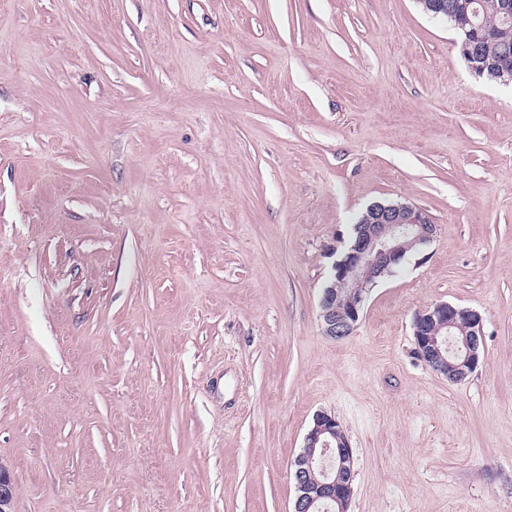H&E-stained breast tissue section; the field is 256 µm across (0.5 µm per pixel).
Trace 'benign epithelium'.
Returning a JSON list of instances; mask_svg holds the SVG:
<instances>
[{"mask_svg": "<svg viewBox=\"0 0 512 512\" xmlns=\"http://www.w3.org/2000/svg\"><path fill=\"white\" fill-rule=\"evenodd\" d=\"M471 72L482 77L491 70L502 77L506 68L479 57L473 42L463 46ZM436 232L427 213L407 203H375L367 207L340 259L332 264L328 285L319 300L323 333L331 338L349 335L357 325L365 296L377 282L391 274L410 253L429 243ZM464 326L462 346L452 351L445 336ZM483 318L480 312L442 302L418 313L413 321V336L418 357L433 371L448 374L458 382L473 373L480 359ZM456 362L448 364V355ZM353 451L336 417L325 412L314 416L305 436L302 452L294 461L292 479L296 496L293 512H315L317 504L329 501L336 512H347L353 495ZM321 468L323 480L313 477ZM12 499L10 471L0 464V512Z\"/></svg>", "mask_w": 512, "mask_h": 512, "instance_id": "7a95c632", "label": "benign epithelium"}]
</instances>
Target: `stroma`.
I'll return each instance as SVG.
<instances>
[{
  "label": "stroma",
  "mask_w": 512,
  "mask_h": 512,
  "mask_svg": "<svg viewBox=\"0 0 512 512\" xmlns=\"http://www.w3.org/2000/svg\"><path fill=\"white\" fill-rule=\"evenodd\" d=\"M417 0H0V462L13 512H291L316 413L348 512H512V84ZM434 240L353 332L365 208ZM479 311L452 383L434 304ZM436 232L427 213L407 203H375L367 207L340 259L332 264L328 285L319 300L323 333L349 335L357 325L365 296L410 253L429 243ZM464 327L462 346L452 353L456 362L452 364L451 382H458L473 373L478 366L483 345V318L477 310L459 307L448 302L435 304L418 313L413 321V336L418 357L433 371L448 378V340L441 336H452L451 331Z\"/></svg>",
  "instance_id": "obj_1"
}]
</instances>
